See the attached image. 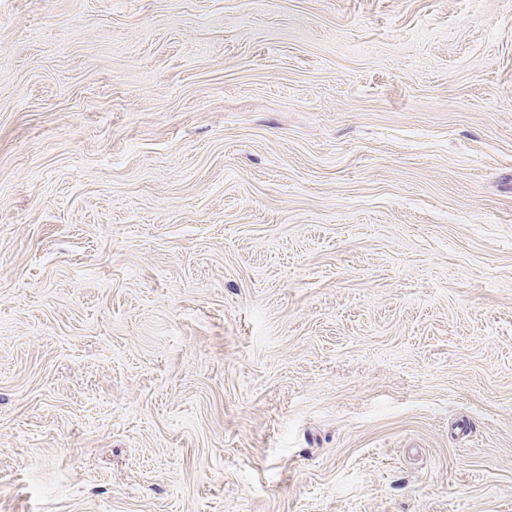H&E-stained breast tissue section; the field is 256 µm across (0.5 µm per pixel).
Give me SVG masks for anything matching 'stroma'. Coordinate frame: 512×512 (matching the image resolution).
Returning <instances> with one entry per match:
<instances>
[{"instance_id": "stroma-1", "label": "stroma", "mask_w": 512, "mask_h": 512, "mask_svg": "<svg viewBox=\"0 0 512 512\" xmlns=\"http://www.w3.org/2000/svg\"><path fill=\"white\" fill-rule=\"evenodd\" d=\"M0 512H512V0H0Z\"/></svg>"}]
</instances>
